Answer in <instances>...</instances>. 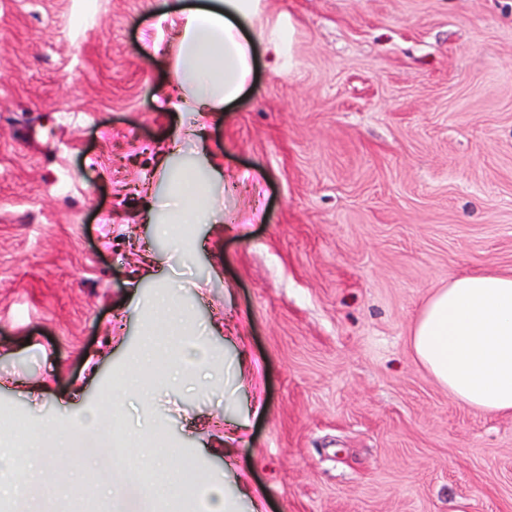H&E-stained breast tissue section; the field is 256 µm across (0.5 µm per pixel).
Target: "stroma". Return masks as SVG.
Returning <instances> with one entry per match:
<instances>
[{
	"mask_svg": "<svg viewBox=\"0 0 512 512\" xmlns=\"http://www.w3.org/2000/svg\"><path fill=\"white\" fill-rule=\"evenodd\" d=\"M163 0H0V455L25 477L53 451L45 512L93 480L114 512H157L165 484L126 449L66 447L69 418L111 415L130 444L159 437L168 475L222 476L232 512H512V415L457 403L409 338L449 280L512 273V0H262L290 33L256 46L250 88L209 122L221 212L193 257L141 216L155 155L185 119L159 89L172 43ZM152 247L186 283L224 389L118 390L154 316Z\"/></svg>",
	"mask_w": 512,
	"mask_h": 512,
	"instance_id": "obj_1",
	"label": "stroma"
}]
</instances>
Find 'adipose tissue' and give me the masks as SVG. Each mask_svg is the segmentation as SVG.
Instances as JSON below:
<instances>
[{
	"label": "adipose tissue",
	"instance_id": "adipose-tissue-1",
	"mask_svg": "<svg viewBox=\"0 0 512 512\" xmlns=\"http://www.w3.org/2000/svg\"><path fill=\"white\" fill-rule=\"evenodd\" d=\"M260 0H188L160 20L175 31L167 97L176 99L200 129L210 113L223 112L248 87L254 45L279 43L284 32L264 33L255 19ZM184 151L172 140L159 164L161 200L147 209L146 223L156 238L185 256L198 247L194 227L214 222L221 172L209 160L182 163ZM183 287L164 277L154 301L159 316L152 335L178 336L193 342L194 365L205 361L202 337L210 326L194 322ZM411 345L428 373L456 401L491 415H512V274H477L449 281L422 308Z\"/></svg>",
	"mask_w": 512,
	"mask_h": 512
}]
</instances>
